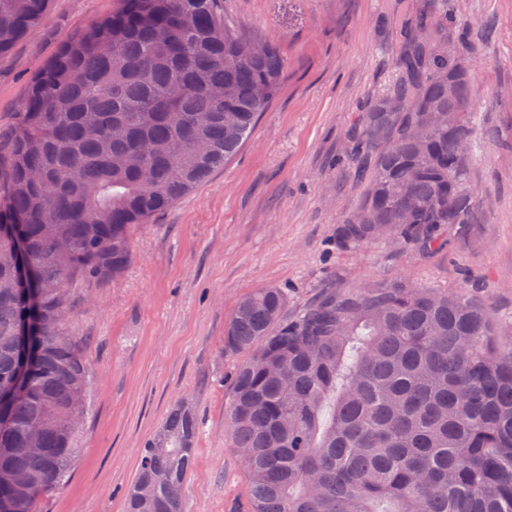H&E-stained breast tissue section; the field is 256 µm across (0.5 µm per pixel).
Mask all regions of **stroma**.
<instances>
[{"label":"stroma","mask_w":512,"mask_h":512,"mask_svg":"<svg viewBox=\"0 0 512 512\" xmlns=\"http://www.w3.org/2000/svg\"><path fill=\"white\" fill-rule=\"evenodd\" d=\"M424 0H224L255 41L279 44L287 77L242 149L190 195L138 226L117 281L70 286L69 333L96 371L68 482L38 512H124L142 444L187 402L200 428L186 512H242L247 477L224 432L241 359L224 352L238 300L272 286L289 312L322 294L405 281L469 294L512 328V0H454L468 21L458 51L475 76L469 183L483 221L448 232L428 257L391 245L339 248L336 227L361 199L341 163L362 112L401 77L395 47ZM113 0H49L46 18L0 55V133L32 77Z\"/></svg>","instance_id":"1"}]
</instances>
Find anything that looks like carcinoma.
Segmentation results:
<instances>
[{
	"instance_id": "obj_1",
	"label": "carcinoma",
	"mask_w": 512,
	"mask_h": 512,
	"mask_svg": "<svg viewBox=\"0 0 512 512\" xmlns=\"http://www.w3.org/2000/svg\"><path fill=\"white\" fill-rule=\"evenodd\" d=\"M48 0H0V54ZM431 0L405 34L399 82L362 114L344 158L363 199L344 247L426 257L478 223L468 171L472 73ZM287 72L222 0H115L31 79L0 180V512H37L80 460L94 370L65 330L69 286L119 278L132 233L224 168ZM33 293L15 282L17 243ZM280 288L238 301L224 353L242 356L225 433L248 478L246 512H512V335L461 289L372 282L287 314ZM31 324L18 372V324ZM198 419L175 406L139 453L126 512H185Z\"/></svg>"
}]
</instances>
